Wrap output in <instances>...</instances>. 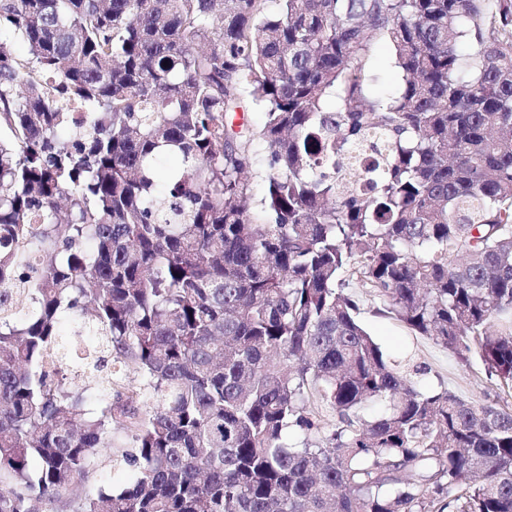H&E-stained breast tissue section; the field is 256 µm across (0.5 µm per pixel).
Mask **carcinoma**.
I'll use <instances>...</instances> for the list:
<instances>
[{"mask_svg": "<svg viewBox=\"0 0 512 512\" xmlns=\"http://www.w3.org/2000/svg\"><path fill=\"white\" fill-rule=\"evenodd\" d=\"M268 2L0 0V512H512V0ZM347 271L496 398L418 390ZM371 72L374 77L369 90L372 99H388L401 88L402 75L394 66L392 53L387 44L379 43L374 47ZM97 479L100 483L108 486H122L124 485L129 477L131 471L123 466L112 467V463L109 462L106 453H102L97 457Z\"/></svg>", "mask_w": 512, "mask_h": 512, "instance_id": "carcinoma-1", "label": "carcinoma"}]
</instances>
